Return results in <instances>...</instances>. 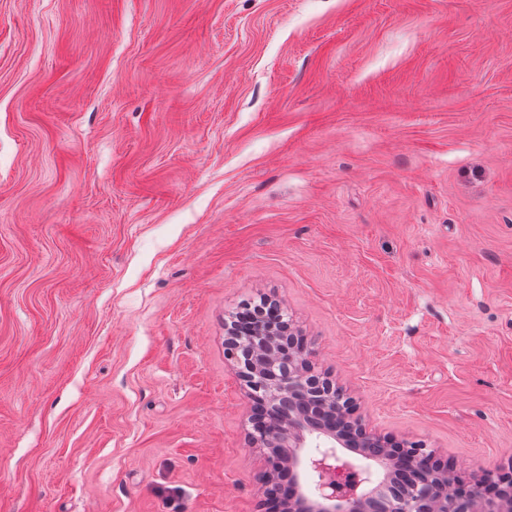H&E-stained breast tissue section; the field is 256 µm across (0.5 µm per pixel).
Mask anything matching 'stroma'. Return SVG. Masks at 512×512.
Segmentation results:
<instances>
[{"instance_id":"obj_1","label":"stroma","mask_w":512,"mask_h":512,"mask_svg":"<svg viewBox=\"0 0 512 512\" xmlns=\"http://www.w3.org/2000/svg\"><path fill=\"white\" fill-rule=\"evenodd\" d=\"M263 296L512 464V0H0V512H255Z\"/></svg>"}]
</instances>
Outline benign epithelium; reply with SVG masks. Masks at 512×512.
I'll return each mask as SVG.
<instances>
[{
    "instance_id": "7a95c632",
    "label": "benign epithelium",
    "mask_w": 512,
    "mask_h": 512,
    "mask_svg": "<svg viewBox=\"0 0 512 512\" xmlns=\"http://www.w3.org/2000/svg\"><path fill=\"white\" fill-rule=\"evenodd\" d=\"M252 356L242 365V333L225 326L224 357L236 367L245 382L248 397L257 394L279 411L280 420L267 423L251 435L261 448L288 434V455L268 456L271 469L263 481L274 484V477L288 474L289 493L276 501L275 512H512V472L502 474L482 469L462 475L447 461L435 460V470L418 479L408 492L391 497L386 494L387 469L364 475L337 448L354 447L360 458L381 459L389 464L406 460L410 469L426 455L421 442L398 441L368 428L356 415V404L346 407L330 397L333 385L313 375L306 346L291 324L281 326L264 315L249 323ZM327 438L326 452L314 457L306 450V436ZM323 473L316 490L307 486L311 470Z\"/></svg>"
}]
</instances>
